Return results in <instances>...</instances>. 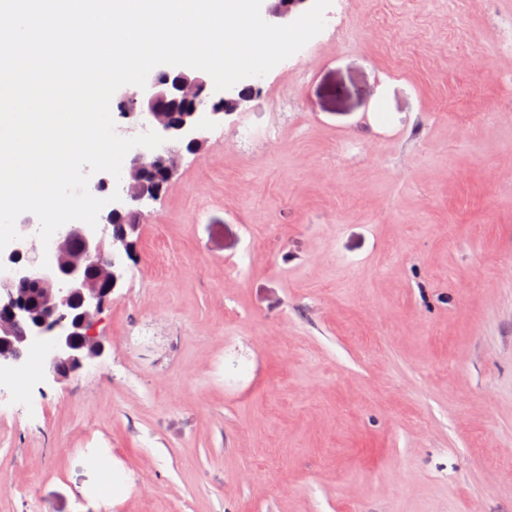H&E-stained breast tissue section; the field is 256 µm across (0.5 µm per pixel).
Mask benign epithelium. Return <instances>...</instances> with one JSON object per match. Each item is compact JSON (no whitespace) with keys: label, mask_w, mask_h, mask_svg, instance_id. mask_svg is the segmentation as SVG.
Returning <instances> with one entry per match:
<instances>
[{"label":"benign epithelium","mask_w":512,"mask_h":512,"mask_svg":"<svg viewBox=\"0 0 512 512\" xmlns=\"http://www.w3.org/2000/svg\"><path fill=\"white\" fill-rule=\"evenodd\" d=\"M310 0H262V17L275 25L290 23L294 14ZM207 85L202 77L184 72H157L147 78L145 88L128 91L122 99L127 109L121 114L165 138L155 149L136 150L128 159L126 177L111 183L101 177L95 188L117 190L120 200L109 203L97 228L86 224L63 225L47 253L38 251L29 233L32 221L18 224L22 239L0 253V372L24 370L29 352L40 355L41 374L59 382L71 370L101 359L104 340L93 332L98 315L123 287L126 265L132 257L145 202L158 197L149 177L159 174L170 183L178 172L183 153H195L206 142L201 114L213 122L245 111L254 95L239 88L223 94L208 93V103H197V92ZM182 106L183 118L171 120L170 105ZM131 216L119 234H111L118 216ZM48 259V267L41 266ZM35 286L36 303L30 304L25 286Z\"/></svg>","instance_id":"benign-epithelium-1"}]
</instances>
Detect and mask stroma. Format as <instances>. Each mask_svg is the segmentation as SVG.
<instances>
[{"instance_id": "35a3bbf8", "label": "stroma", "mask_w": 512, "mask_h": 512, "mask_svg": "<svg viewBox=\"0 0 512 512\" xmlns=\"http://www.w3.org/2000/svg\"><path fill=\"white\" fill-rule=\"evenodd\" d=\"M253 83L104 356L0 389V512H512V0H332Z\"/></svg>"}]
</instances>
